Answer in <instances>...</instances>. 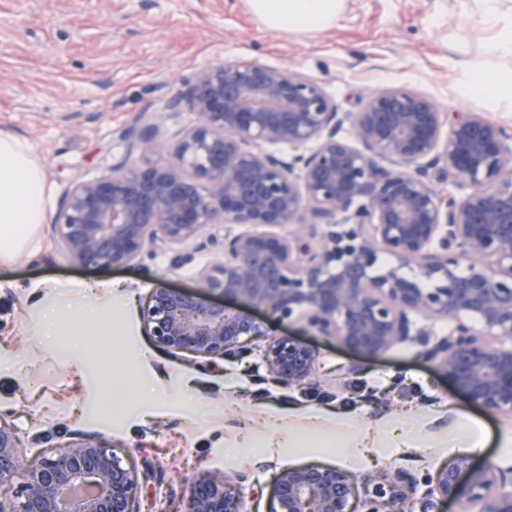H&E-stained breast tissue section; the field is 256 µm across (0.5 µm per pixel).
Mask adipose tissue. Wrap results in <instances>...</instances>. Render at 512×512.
<instances>
[{
    "label": "adipose tissue",
    "mask_w": 512,
    "mask_h": 512,
    "mask_svg": "<svg viewBox=\"0 0 512 512\" xmlns=\"http://www.w3.org/2000/svg\"><path fill=\"white\" fill-rule=\"evenodd\" d=\"M473 15L491 30L484 59L464 62L463 97L488 96L512 111V0H470ZM252 14L275 32L319 33L332 27L346 0H248ZM54 190L28 142L0 131V263L38 246L36 231L46 223Z\"/></svg>",
    "instance_id": "adipose-tissue-1"
}]
</instances>
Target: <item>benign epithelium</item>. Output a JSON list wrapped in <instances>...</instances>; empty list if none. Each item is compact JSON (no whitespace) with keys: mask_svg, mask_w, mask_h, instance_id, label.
Returning a JSON list of instances; mask_svg holds the SVG:
<instances>
[{"mask_svg":"<svg viewBox=\"0 0 512 512\" xmlns=\"http://www.w3.org/2000/svg\"><path fill=\"white\" fill-rule=\"evenodd\" d=\"M168 110L192 113L171 145L150 117L123 129L125 154L73 180L51 224L70 261L93 268L202 251L205 227H240L198 270L201 292L151 290L142 319L156 344L217 357L264 337L266 369L288 386L311 378L318 353L293 334L268 337L270 323L362 358L406 345L468 402L512 415L511 128L449 115L402 87L368 94L352 115L320 80L239 57L196 73ZM283 144L288 154L273 150ZM288 224L297 228L282 232ZM226 298L264 317L227 309ZM439 319L448 333L427 324ZM430 483L418 499L417 477L400 468L359 481L319 463L286 467L272 512H512V466L464 456ZM136 498V479L100 436L28 464L0 421V512H137ZM242 508L228 476H203L184 512Z\"/></svg>","mask_w":512,"mask_h":512,"instance_id":"1","label":"benign epithelium"}]
</instances>
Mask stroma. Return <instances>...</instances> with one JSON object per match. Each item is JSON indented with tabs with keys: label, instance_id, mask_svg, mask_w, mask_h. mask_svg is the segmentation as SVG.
Masks as SVG:
<instances>
[{
	"label": "stroma",
	"instance_id": "35a3bbf8",
	"mask_svg": "<svg viewBox=\"0 0 512 512\" xmlns=\"http://www.w3.org/2000/svg\"><path fill=\"white\" fill-rule=\"evenodd\" d=\"M488 37L458 0H346L336 24L315 34L268 31L247 0H0V130L30 144L60 195L72 180L110 167L124 152L119 131L142 115H155L159 141L173 143L192 115L169 116L168 102L185 80L227 57L317 78L353 114L369 92L405 87L434 97L444 112L477 111L512 127V112L456 93L461 60L480 59ZM37 236L36 252L0 264V421L17 430L28 459L96 433L137 475L140 512H168L204 472L242 477L247 512H269L273 479L288 466L434 473L456 458L448 434L460 411L488 432L477 461L512 465V416L466 404L409 348L345 375L356 356L313 336L320 359L312 378L285 387L255 345L211 360L158 346L142 320L149 292L158 284L197 291L196 271L213 250L188 264L176 248L139 266L94 270L69 261L50 225ZM63 280L80 286L61 289ZM111 281L131 289L133 302H113ZM85 282L99 283L94 297L82 290ZM90 301L112 343L91 348L77 336L68 312ZM117 366L133 384L113 398L107 379ZM375 378L385 384L379 405L364 398ZM313 410L332 417L309 419ZM383 419L416 420L425 448H401L378 434L370 456L346 464L337 426L353 431Z\"/></svg>",
	"mask_w": 512,
	"mask_h": 512
}]
</instances>
